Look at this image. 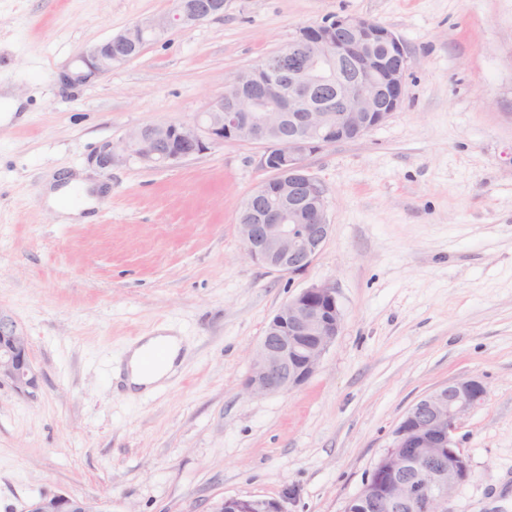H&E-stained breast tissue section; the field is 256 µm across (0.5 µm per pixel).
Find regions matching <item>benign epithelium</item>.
I'll use <instances>...</instances> for the list:
<instances>
[{
    "instance_id": "1",
    "label": "benign epithelium",
    "mask_w": 512,
    "mask_h": 512,
    "mask_svg": "<svg viewBox=\"0 0 512 512\" xmlns=\"http://www.w3.org/2000/svg\"><path fill=\"white\" fill-rule=\"evenodd\" d=\"M224 14V0H173L171 13L134 22L67 64L58 77L84 85L134 56L175 27ZM408 55L388 27L368 18L336 16L301 26L294 38L254 66L237 72L225 94L189 122L132 130L120 151L168 166L224 142L264 147L272 176L247 195L238 232L246 255L283 274L308 270L328 239L325 189L311 174V156L363 138L396 112L405 97ZM343 328L336 287L313 283L288 299L267 325L251 359L245 391L256 397L291 391L317 372ZM26 394L38 386L30 342L16 321L0 314V383ZM476 378L450 381L415 402L393 431V442L343 512H451L471 477L456 439L463 416L485 400ZM23 512H111L101 499L56 493L29 501ZM210 512H285L276 500L223 497Z\"/></svg>"
}]
</instances>
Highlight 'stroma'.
<instances>
[{"label": "stroma", "mask_w": 512, "mask_h": 512, "mask_svg": "<svg viewBox=\"0 0 512 512\" xmlns=\"http://www.w3.org/2000/svg\"><path fill=\"white\" fill-rule=\"evenodd\" d=\"M172 0H0V313L30 338L39 386L0 384V512L43 494L112 512H210L222 497L343 512L424 394L480 379L456 434L472 469L452 512H512V0H224L89 84L59 68ZM336 15L393 30L403 105L309 160L331 234L305 272L246 257L237 229L270 178L261 145L172 167L118 153L133 129L191 120L227 79ZM100 187L87 224L43 204L49 177ZM332 282L342 332L302 387L249 397L251 354L299 289ZM156 328L190 346L166 388L114 376Z\"/></svg>", "instance_id": "35a3bbf8"}]
</instances>
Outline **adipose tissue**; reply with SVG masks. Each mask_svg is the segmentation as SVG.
I'll use <instances>...</instances> for the list:
<instances>
[{"label": "adipose tissue", "instance_id": "adipose-tissue-1", "mask_svg": "<svg viewBox=\"0 0 512 512\" xmlns=\"http://www.w3.org/2000/svg\"><path fill=\"white\" fill-rule=\"evenodd\" d=\"M85 188L84 182L73 177L66 185L48 191L46 202L56 209L61 222L91 221L94 201L85 200L77 205L70 201L75 191H82ZM159 345L165 346L167 349L165 362L153 370H144L142 367L144 355ZM184 348L185 341L182 337L166 333L163 330L139 337L128 346L126 357L116 367L115 372L123 376L129 394L154 392L169 384L181 363Z\"/></svg>", "mask_w": 512, "mask_h": 512}]
</instances>
